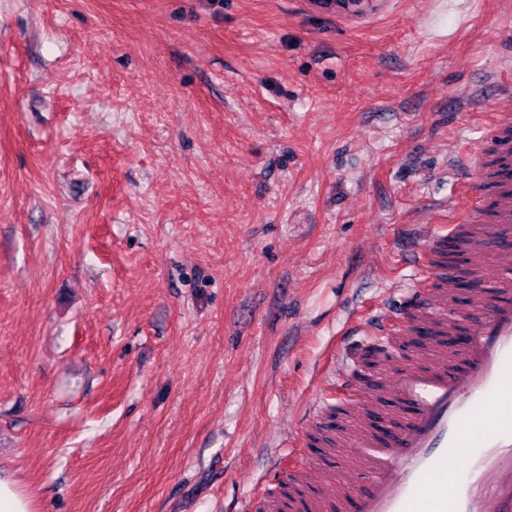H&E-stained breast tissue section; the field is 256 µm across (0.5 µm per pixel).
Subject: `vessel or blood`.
<instances>
[{
    "label": "vessel or blood",
    "instance_id": "b4317fda",
    "mask_svg": "<svg viewBox=\"0 0 512 512\" xmlns=\"http://www.w3.org/2000/svg\"><path fill=\"white\" fill-rule=\"evenodd\" d=\"M492 175L468 169L463 198H450L448 234L414 252L426 285L398 318L382 315L373 354L389 404L352 402L325 442L348 480L299 465L311 486L264 512H505L512 507V94L500 97ZM466 227H459L458 218ZM457 242L472 281L469 309L455 308L458 279L442 260Z\"/></svg>",
    "mask_w": 512,
    "mask_h": 512
}]
</instances>
